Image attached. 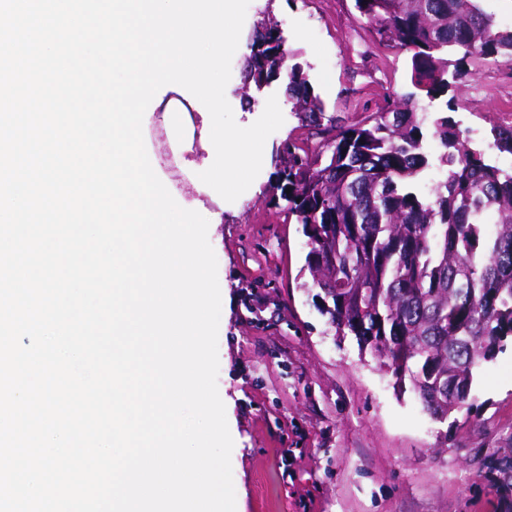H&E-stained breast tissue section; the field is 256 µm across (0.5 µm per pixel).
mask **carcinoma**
Here are the masks:
<instances>
[{
    "label": "carcinoma",
    "instance_id": "1",
    "mask_svg": "<svg viewBox=\"0 0 512 512\" xmlns=\"http://www.w3.org/2000/svg\"><path fill=\"white\" fill-rule=\"evenodd\" d=\"M380 41L411 53L415 91L385 112L342 125L326 115L303 66L265 15L246 59L242 99L285 75L302 125L339 127L324 151L288 145L275 190L308 238L306 269L337 336L391 368L442 423L470 414L476 371L512 337V171L470 146L448 115L412 104L437 100L473 59L512 61V30L478 0H355ZM512 155V129L492 128ZM326 154L317 165L313 154ZM444 179L424 184L428 171ZM497 491L512 510V447L498 449Z\"/></svg>",
    "mask_w": 512,
    "mask_h": 512
}]
</instances>
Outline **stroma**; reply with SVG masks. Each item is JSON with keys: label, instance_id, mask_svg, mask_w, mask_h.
<instances>
[{"label": "stroma", "instance_id": "stroma-1", "mask_svg": "<svg viewBox=\"0 0 512 512\" xmlns=\"http://www.w3.org/2000/svg\"><path fill=\"white\" fill-rule=\"evenodd\" d=\"M281 23L328 113L351 124L411 92L408 53L379 43L354 0H250L225 96L246 127L284 80L244 106L238 89L247 43L262 11ZM453 93V117L465 138L487 148L503 169L512 155L493 150L492 128L512 113V62H470ZM183 87H162L142 129L156 175L181 205L216 217L208 240L218 262L221 314L217 385L231 426V465L240 512H504L491 481L496 449L512 442V339L474 383L471 415L441 424L412 392L397 394L390 371L360 355L353 337L337 338L317 306L303 267L309 251L302 225L271 189L284 142L323 146L336 130L305 126L283 105L284 123L268 139L259 188L232 206L197 189L177 151L203 157L206 145L173 138L167 101Z\"/></svg>", "mask_w": 512, "mask_h": 512}]
</instances>
